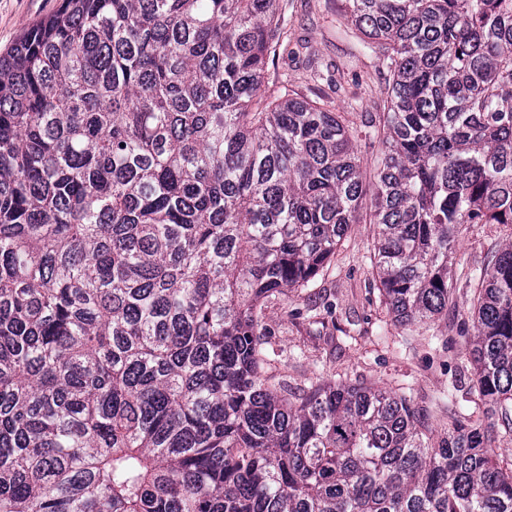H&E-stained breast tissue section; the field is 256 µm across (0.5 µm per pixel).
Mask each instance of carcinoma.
<instances>
[{"mask_svg":"<svg viewBox=\"0 0 512 512\" xmlns=\"http://www.w3.org/2000/svg\"><path fill=\"white\" fill-rule=\"evenodd\" d=\"M387 80L372 180L259 89L288 0H63L0 55V512H512V240L467 274L476 411L269 371V305L369 202L392 321L512 227V0H345Z\"/></svg>","mask_w":512,"mask_h":512,"instance_id":"1","label":"carcinoma"}]
</instances>
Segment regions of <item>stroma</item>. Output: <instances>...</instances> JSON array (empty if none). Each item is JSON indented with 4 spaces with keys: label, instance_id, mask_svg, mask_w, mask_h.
I'll use <instances>...</instances> for the list:
<instances>
[{
    "label": "stroma",
    "instance_id": "stroma-1",
    "mask_svg": "<svg viewBox=\"0 0 512 512\" xmlns=\"http://www.w3.org/2000/svg\"><path fill=\"white\" fill-rule=\"evenodd\" d=\"M60 3L0 0V54ZM288 30L291 40L303 44V60L296 64L275 60L261 95L286 86L311 99L333 97L355 137L364 170L373 171L379 146L366 138L364 124L379 112L380 75L374 61L357 48L345 0H293ZM315 67L329 71L341 82V90H333L327 81L312 80ZM375 233V225H353L328 271L318 275L311 287L289 293L287 304L269 306L264 322L267 340L275 351L289 353L286 372L292 388L320 378L403 389L415 403L431 410L429 429L436 439L443 429L446 397H453L462 413L474 409L473 367L463 335L472 326V290L465 274L488 251L511 240L512 228L462 226L453 257L454 302L447 316L427 330L395 325L382 305L371 263Z\"/></svg>",
    "mask_w": 512,
    "mask_h": 512
}]
</instances>
